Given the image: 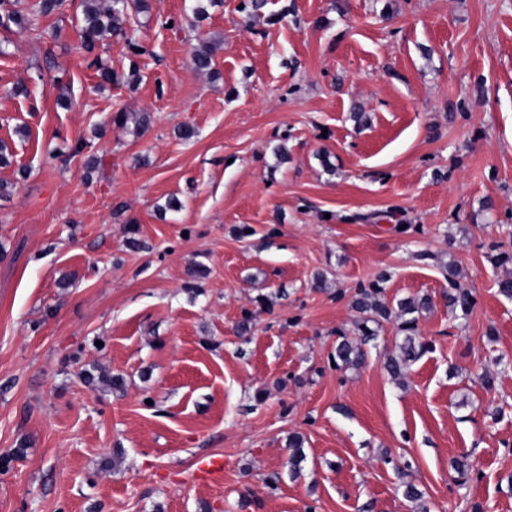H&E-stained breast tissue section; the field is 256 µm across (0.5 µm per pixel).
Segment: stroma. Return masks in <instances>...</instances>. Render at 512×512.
Wrapping results in <instances>:
<instances>
[{
	"instance_id": "stroma-1",
	"label": "stroma",
	"mask_w": 512,
	"mask_h": 512,
	"mask_svg": "<svg viewBox=\"0 0 512 512\" xmlns=\"http://www.w3.org/2000/svg\"><path fill=\"white\" fill-rule=\"evenodd\" d=\"M80 3L0 29V512H512V0H149L134 62ZM383 273L433 300L401 386L394 323L332 363ZM448 288V307L452 312L461 313L462 317H467L477 304V299L471 291L455 288L452 280Z\"/></svg>"
}]
</instances>
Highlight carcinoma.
<instances>
[{"label": "carcinoma", "instance_id": "1", "mask_svg": "<svg viewBox=\"0 0 512 512\" xmlns=\"http://www.w3.org/2000/svg\"><path fill=\"white\" fill-rule=\"evenodd\" d=\"M15 0H0V27L7 30L35 28L40 18L59 12L64 0H34L27 11L13 8ZM147 10V0H82V25L80 30L81 48L87 55H92L98 43L108 36H123L132 54L140 55L141 45L132 35H127L126 25L129 23V7ZM193 69L197 72H211L213 54L206 45L195 48L191 54ZM387 275L366 284L361 283L355 289L351 308L355 312L354 327L358 340L344 339L336 345L333 355L334 362L345 367L360 366L365 362L366 353L362 346L374 340L376 330L369 327L374 323L395 321L400 331L405 333L400 345V355L389 358L386 362L387 372L391 377L400 379L410 363L420 358L429 348V344L416 339L417 318L415 314L427 310L431 306V298L427 295L420 298L407 297L390 303L386 300L383 284ZM477 304L474 294L461 288H448V307L452 312H460L468 316ZM289 447L293 453L289 464L291 472L299 474L300 463L305 459L303 437L292 436Z\"/></svg>", "mask_w": 512, "mask_h": 512}]
</instances>
